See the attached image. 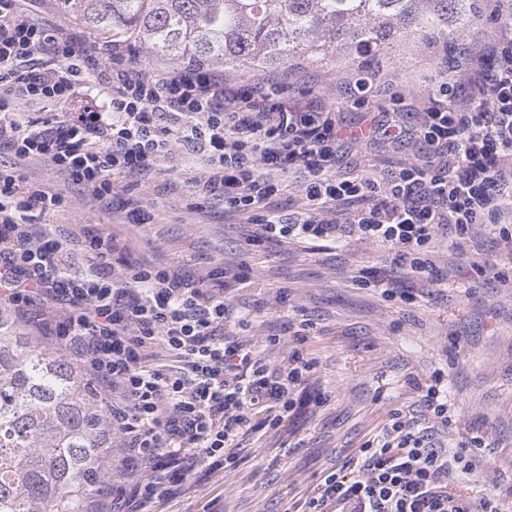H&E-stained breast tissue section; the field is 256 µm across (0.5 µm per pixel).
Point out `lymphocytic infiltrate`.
<instances>
[{
  "label": "lymphocytic infiltrate",
  "mask_w": 512,
  "mask_h": 512,
  "mask_svg": "<svg viewBox=\"0 0 512 512\" xmlns=\"http://www.w3.org/2000/svg\"><path fill=\"white\" fill-rule=\"evenodd\" d=\"M488 26L463 40L456 66L424 89L418 112L391 110L347 129L333 108L315 104L283 76L225 78L188 62L154 69L133 46L91 41L36 21L22 0H0V306L25 311L35 301L60 306L59 347L89 366L110 396L112 428L143 474L134 487L104 482L114 507L157 503L170 481L195 469L233 468L241 437L276 428L296 407L314 367L300 349L313 325L301 320L298 347L273 363L265 347L239 335L228 293L246 283V265L227 264L193 280L132 258L117 234L76 225L57 235L39 216L67 207L62 191L29 180L25 164L42 162L82 189L85 199H118L132 226L153 216L141 197L118 198L117 177L148 178L160 162L186 174L178 146L200 172L193 193L224 204L245 224L246 245L266 242L377 246L396 277L360 270L353 282L384 298L415 303L439 283L435 248L455 246L478 229L496 235L512 260V21L503 0H483ZM45 61L42 69L32 68ZM109 104L65 118L36 104L79 98L87 77ZM415 143L414 155L385 174L364 168L339 176L340 150ZM298 187L301 206L281 213L278 198ZM79 251L87 270L65 275L61 261ZM417 400L389 411L379 433L344 467L326 475L306 512H503L500 496L454 492L476 466L467 447H449L448 389L417 385ZM168 458L172 471L161 472Z\"/></svg>",
  "instance_id": "f902f5d3"
}]
</instances>
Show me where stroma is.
<instances>
[{
    "label": "stroma",
    "mask_w": 512,
    "mask_h": 512,
    "mask_svg": "<svg viewBox=\"0 0 512 512\" xmlns=\"http://www.w3.org/2000/svg\"><path fill=\"white\" fill-rule=\"evenodd\" d=\"M456 53L429 60L424 43L390 45L372 60L299 64L319 103L354 125L365 112H385L394 93L401 111L419 109L428 71L452 69ZM394 71L399 87L374 83L364 93L366 108L346 100L336 80L345 71ZM26 176L64 190L71 208L44 216L52 231L71 225L124 234L119 211L80 203L78 187L46 164L34 162ZM120 192L152 204L155 219L143 225L132 247L137 259L205 276L221 262H246L249 283L234 290L237 309L247 315L256 344L277 335L270 360L287 357L293 345L294 311L314 329L302 349L314 363L295 413L275 429L241 438L229 471L198 468L191 483L174 488L150 512H287L311 495L323 477L339 469L373 436L389 410L416 401L414 382L442 378L455 403L448 441L477 436L480 463L459 489L467 495L497 494L512 512V292L491 288L461 253L440 246L442 283L416 304L384 299L379 290L352 282L356 272L378 265L381 252L353 242L343 247L305 243L248 249L243 227L224 220L218 201L198 202L190 189L160 171L147 183L120 179Z\"/></svg>",
    "instance_id": "stroma-1"
}]
</instances>
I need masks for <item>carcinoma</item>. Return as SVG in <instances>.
Here are the masks:
<instances>
[{"label":"carcinoma","instance_id":"1","mask_svg":"<svg viewBox=\"0 0 512 512\" xmlns=\"http://www.w3.org/2000/svg\"><path fill=\"white\" fill-rule=\"evenodd\" d=\"M90 33L174 63L231 73L292 62L371 58L411 38L454 40L475 29V0H61ZM0 308V512H85L106 403L80 367Z\"/></svg>","mask_w":512,"mask_h":512}]
</instances>
